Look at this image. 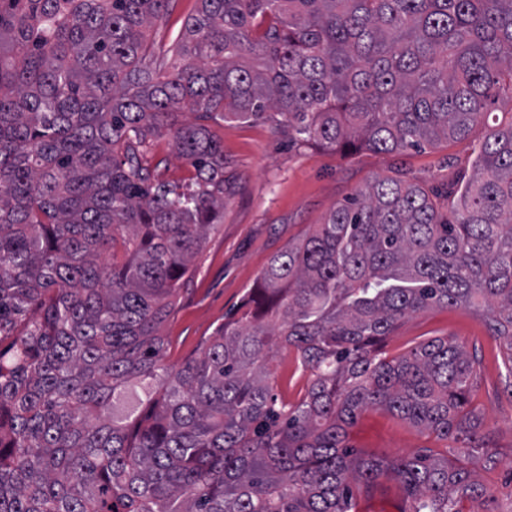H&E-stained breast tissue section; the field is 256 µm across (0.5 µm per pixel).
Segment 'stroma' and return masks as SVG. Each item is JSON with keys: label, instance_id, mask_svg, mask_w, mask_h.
<instances>
[{"label": "stroma", "instance_id": "35a3bbf8", "mask_svg": "<svg viewBox=\"0 0 512 512\" xmlns=\"http://www.w3.org/2000/svg\"><path fill=\"white\" fill-rule=\"evenodd\" d=\"M212 130L224 144L227 171L238 182L224 198V221L209 233L184 281L170 315L160 324L166 361L179 366L235 313L269 259L322 223L350 194L378 178L405 177L424 189L443 190L473 172L488 129L474 126L466 137L440 141L402 154L366 149L336 151L315 144L289 146L275 119L218 120ZM456 337L482 358L472 405L501 451L497 465L480 470L497 505L512 503V388L505 383L504 350L485 322L464 310L432 308L403 318L382 341L387 355L399 356L435 337ZM272 391L295 403L308 375L295 354H278L268 364ZM349 446L377 455H408L420 449L446 454L450 443L387 411H362L347 435Z\"/></svg>", "mask_w": 512, "mask_h": 512}]
</instances>
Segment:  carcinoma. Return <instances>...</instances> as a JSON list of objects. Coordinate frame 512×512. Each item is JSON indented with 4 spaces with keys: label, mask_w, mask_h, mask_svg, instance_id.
<instances>
[{
    "label": "carcinoma",
    "mask_w": 512,
    "mask_h": 512,
    "mask_svg": "<svg viewBox=\"0 0 512 512\" xmlns=\"http://www.w3.org/2000/svg\"><path fill=\"white\" fill-rule=\"evenodd\" d=\"M175 2L0 0V512H352L383 475L403 512L495 502L481 358L378 345L464 309L512 375V120L444 203L400 177L348 196L180 367L157 329L235 185L205 122L277 115L290 144L387 154L463 137L512 105V0H196L161 55ZM165 126L188 185L150 155ZM278 348L311 376L295 405L268 384ZM366 407L454 446L352 448Z\"/></svg>",
    "instance_id": "obj_1"
}]
</instances>
